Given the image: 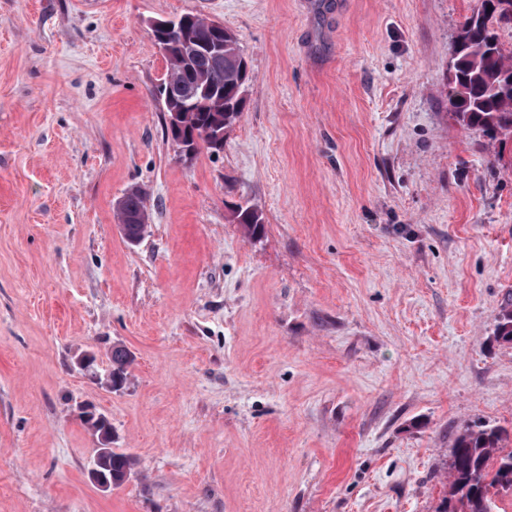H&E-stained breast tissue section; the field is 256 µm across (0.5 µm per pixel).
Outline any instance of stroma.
<instances>
[{
    "label": "stroma",
    "mask_w": 512,
    "mask_h": 512,
    "mask_svg": "<svg viewBox=\"0 0 512 512\" xmlns=\"http://www.w3.org/2000/svg\"><path fill=\"white\" fill-rule=\"evenodd\" d=\"M477 2L0 0V512H436L457 431H512V170L445 99ZM187 13L252 76L189 159L149 25ZM118 203L117 218L123 226L124 236L129 241H137L142 237L147 227V220L143 217L141 224L136 219L145 215V193L140 188L128 190ZM495 336L505 343H512V298L508 297L500 305ZM130 361V354L125 348L121 346L112 348V376L108 373L102 380L107 388H116L122 383L124 372ZM83 422L92 435L97 437L101 445L97 449V452H100L98 459L100 467L107 475L112 476V482L103 478H93L92 480L99 488L105 491L112 489V486L114 488L122 486L134 471L135 459L124 452H117L114 448L109 447L110 440L103 438L102 433H107L109 427L112 428L111 425L106 426L104 422L93 419H83Z\"/></svg>",
    "instance_id": "35a3bbf8"
}]
</instances>
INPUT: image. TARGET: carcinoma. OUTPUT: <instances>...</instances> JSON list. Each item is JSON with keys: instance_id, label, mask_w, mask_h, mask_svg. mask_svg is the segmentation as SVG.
<instances>
[{"instance_id": "carcinoma-1", "label": "carcinoma", "mask_w": 512, "mask_h": 512, "mask_svg": "<svg viewBox=\"0 0 512 512\" xmlns=\"http://www.w3.org/2000/svg\"><path fill=\"white\" fill-rule=\"evenodd\" d=\"M483 9L474 10L460 26L459 41L454 43L445 97L453 120L465 129H479L490 141L500 145L512 140V52L505 51L490 28L493 18L503 19L512 0H482ZM178 32L185 30L198 40L224 42L220 58L202 53L187 64L178 47L179 37H169L165 56L166 77L157 94L180 107V125L166 126L167 132L188 142L210 146L211 134L227 130L243 110L250 72L237 37L229 30H216L211 20L195 14L179 17ZM206 89L203 94L188 95V89ZM145 193L128 190L118 203L117 218L129 241L142 237L146 225L136 223L145 214ZM237 223L250 237L263 228L262 216L240 207ZM495 336L512 343V298L500 305ZM130 364V354L121 346L112 347V387H118ZM84 424L97 437L99 463L112 477V486L120 487L134 471L135 459L109 447L103 438L108 426L88 419ZM508 432L498 426L466 425L456 434L448 461V482L436 512H500L502 493L512 494V448L506 449Z\"/></svg>"}]
</instances>
